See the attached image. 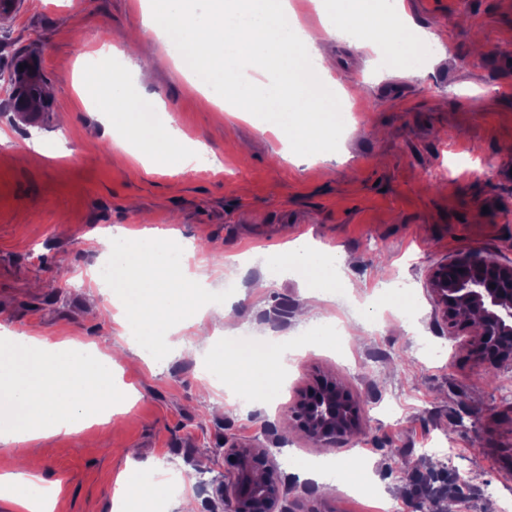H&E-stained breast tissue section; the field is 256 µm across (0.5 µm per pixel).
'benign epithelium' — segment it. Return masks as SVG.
<instances>
[{"mask_svg":"<svg viewBox=\"0 0 512 512\" xmlns=\"http://www.w3.org/2000/svg\"><path fill=\"white\" fill-rule=\"evenodd\" d=\"M426 287L441 320L454 331L474 328L471 343L492 367L512 360V265L472 253L432 266ZM288 418L309 439L331 446L361 434L362 402L333 379L320 377L288 404ZM235 471L234 512H276L281 491L264 448L228 446Z\"/></svg>","mask_w":512,"mask_h":512,"instance_id":"1","label":"benign epithelium"}]
</instances>
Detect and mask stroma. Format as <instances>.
Here are the masks:
<instances>
[{
  "mask_svg": "<svg viewBox=\"0 0 512 512\" xmlns=\"http://www.w3.org/2000/svg\"><path fill=\"white\" fill-rule=\"evenodd\" d=\"M405 5L439 38L420 72L342 40L321 43L353 110L335 159L324 161L289 158L271 134L204 106L174 64L154 65L166 47L144 25L140 0H16L0 25V73L36 58L51 109L33 122L0 90V326L128 349L123 329L89 308L99 254L87 237L99 228L174 229L200 259L308 236L335 248L353 290L316 301L292 276L259 288V268L240 278L225 267L219 283L241 281L234 322L213 312L179 334L181 351L129 356L112 378L135 390L128 410L75 435L0 442V474L37 456L43 478L62 483L55 512H113L126 468L157 466L197 512H225L234 440L270 449L283 510L379 512L385 496L395 512L422 499L430 512L448 502L456 512H512V385L492 383L426 288L430 267L459 253L512 264V0ZM112 50L137 65L136 89L162 101L170 126L222 157V170L146 167L117 145L114 116L85 70ZM385 280L414 289L413 328L383 301ZM321 320L346 327L336 353L306 345L272 402L210 411L195 357L202 337L297 338ZM319 374L361 396L365 435L324 448L288 419L289 401ZM437 441L454 455L448 468L427 463ZM359 457L376 496L301 476L306 460Z\"/></svg>",
  "mask_w": 512,
  "mask_h": 512,
  "instance_id": "35a3bbf8",
  "label": "stroma"
}]
</instances>
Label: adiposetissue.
Returning <instances> with one entry per match:
<instances>
[{"label":"adipose tissue","instance_id":"1","mask_svg":"<svg viewBox=\"0 0 512 512\" xmlns=\"http://www.w3.org/2000/svg\"><path fill=\"white\" fill-rule=\"evenodd\" d=\"M394 22L372 17L366 0H336L323 16L322 36L338 37L356 26L355 48L384 43L398 67L414 69L418 46L406 38L397 6ZM145 25L168 44L178 43L175 63L188 77L208 74L207 100L220 101L226 112H242L254 127L271 131L292 155L319 154L329 139H339L348 113L336 106V83L329 77L331 58L316 53V40L295 18L289 0H148ZM102 96L121 116L134 156L142 163L159 162L187 168L195 145L162 126L155 117L156 98H148L150 114L129 99L125 75H113ZM112 266L113 321L139 331L138 345L148 357L168 353L169 338L198 324L205 303L200 291L209 275L205 266L190 270L191 241L177 231L125 228L90 238ZM332 249L294 241L277 249L236 255L240 270L261 265L265 279L285 274L300 278L311 297L328 300L340 285ZM288 342L264 338L258 345L211 355L205 389L248 384L255 393L281 379ZM112 354L95 342L65 340L51 343L32 335L0 336V442L36 441L49 435H71L92 423L111 418L113 403L105 392L119 370ZM59 487L48 483L38 464L25 473L0 475V497L18 512H54Z\"/></svg>","mask_w":512,"mask_h":512}]
</instances>
